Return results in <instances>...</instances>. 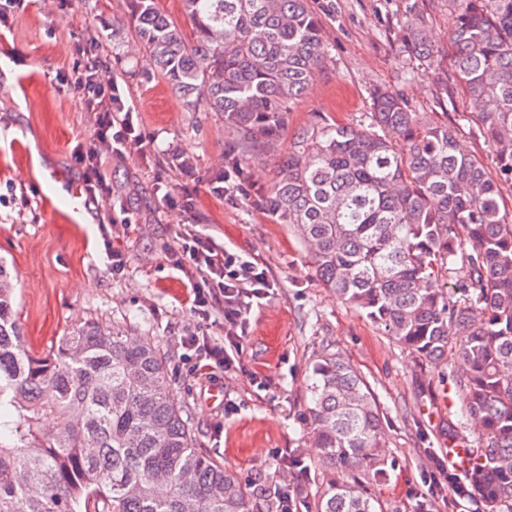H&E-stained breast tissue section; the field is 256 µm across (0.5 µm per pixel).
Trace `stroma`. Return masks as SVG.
Instances as JSON below:
<instances>
[{"label":"stroma","mask_w":512,"mask_h":512,"mask_svg":"<svg viewBox=\"0 0 512 512\" xmlns=\"http://www.w3.org/2000/svg\"><path fill=\"white\" fill-rule=\"evenodd\" d=\"M328 48L305 95L294 101L281 140L319 120L367 121L370 94L386 87L428 120L448 126L458 147L495 170L492 147L471 119L454 77L448 0H308ZM421 14L436 65L412 81L399 50L400 18ZM0 38V259L17 286V318L30 347L55 345L73 326L96 322L129 336L154 337L167 360L173 394L187 407L199 448L247 479L263 472L288 492L296 512H311L316 485L303 476L320 458L309 434L307 386L313 364L338 354L364 376L380 403L388 461L370 491L382 512H476L473 503L437 492L434 456L448 448V410L437 369L421 367L389 337L324 288L304 245L257 202L274 163L258 154L234 172L216 112L189 111L152 73L130 20L129 0H12ZM112 74L145 142L119 157L103 150L112 195L82 207L72 224L53 215L41 191L50 171L82 182L74 159L94 134L70 83L78 55ZM202 225L217 248H230L267 270L273 290L253 308L242 341L241 370L196 375L184 336L202 323L188 302L187 279L173 265V235ZM124 261L114 273L103 241Z\"/></svg>","instance_id":"35a3bbf8"}]
</instances>
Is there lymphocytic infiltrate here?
<instances>
[{
	"mask_svg": "<svg viewBox=\"0 0 512 512\" xmlns=\"http://www.w3.org/2000/svg\"><path fill=\"white\" fill-rule=\"evenodd\" d=\"M73 73L83 108L90 112L95 126L88 148L75 156L85 169V193L89 202L94 203L112 193V184L101 171L99 146H110L113 153L122 156L128 148L142 146L144 139L132 112L112 108V92L118 87L116 79L105 75L97 63L90 60L78 61ZM174 239L175 267L188 277L195 312L206 321L216 312L224 318L223 344L214 343L204 331L185 338L184 345L194 360L193 369L202 375L212 374L218 368L237 370L241 339L248 331V316L272 288L268 274L241 255L216 248L195 225H182Z\"/></svg>",
	"mask_w": 512,
	"mask_h": 512,
	"instance_id": "f902f5d3",
	"label": "lymphocytic infiltrate"
}]
</instances>
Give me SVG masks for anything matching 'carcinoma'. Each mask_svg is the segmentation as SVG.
I'll return each instance as SVG.
<instances>
[{
	"label": "carcinoma",
	"instance_id": "1",
	"mask_svg": "<svg viewBox=\"0 0 512 512\" xmlns=\"http://www.w3.org/2000/svg\"><path fill=\"white\" fill-rule=\"evenodd\" d=\"M182 2L189 38L155 0H130L153 69L188 108L224 117L235 171L275 155L264 199L322 284L451 382L448 440L469 449V465L448 468V488L479 512H512V209L501 191L512 183V0H448L453 66L495 150L494 176L384 88L369 124L315 122L279 151L290 104L327 58L320 19L307 0ZM399 40L432 68L424 16L402 17ZM13 299L0 262V512H282L262 475L243 484L198 448L153 338L131 343L90 322L37 354ZM309 392L324 475L314 512H377L378 401L331 353L315 361ZM455 418L484 440L470 442Z\"/></svg>",
	"mask_w": 512,
	"mask_h": 512
}]
</instances>
